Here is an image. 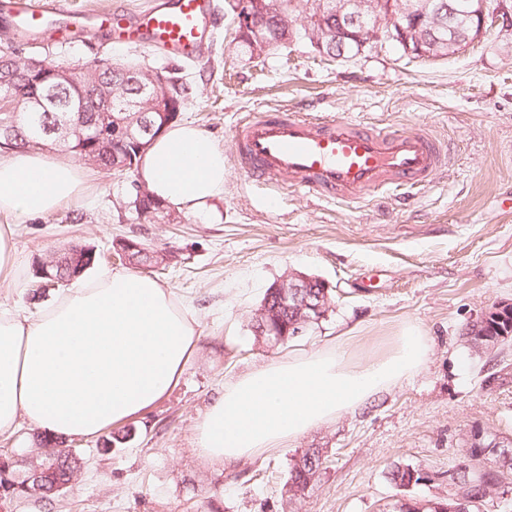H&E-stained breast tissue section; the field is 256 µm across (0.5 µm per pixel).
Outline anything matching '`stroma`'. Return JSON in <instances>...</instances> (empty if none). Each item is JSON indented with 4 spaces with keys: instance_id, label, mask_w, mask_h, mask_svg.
I'll return each mask as SVG.
<instances>
[{
    "instance_id": "stroma-1",
    "label": "stroma",
    "mask_w": 512,
    "mask_h": 512,
    "mask_svg": "<svg viewBox=\"0 0 512 512\" xmlns=\"http://www.w3.org/2000/svg\"><path fill=\"white\" fill-rule=\"evenodd\" d=\"M215 37L199 58L83 36L15 41L19 57L47 52L80 65L133 61L188 88L180 121L196 125L233 160L234 125L248 113L347 117L393 131L427 130L448 161L422 190L398 188L346 204L288 183L271 188L229 170L224 195L180 223L127 224L121 206L132 175L91 167L75 203L14 226L29 287L0 293L28 316L39 261L79 244L106 253L132 239L163 252L152 277L192 300L201 339L179 385L143 417L90 439L62 440L82 459L60 494L0 500V512H400L448 497V468L474 429L512 438V342L474 350L463 333L495 306H512V0H490L493 23L464 52L423 61L390 40L333 60L309 42L261 56L242 54L228 0H217ZM291 272L318 278L332 306L288 344L258 343L252 317L269 286ZM431 342L426 368L362 408L293 443L225 465L198 455L194 425L234 375L350 337L353 359L384 353L403 324ZM42 430L21 424L0 437L16 481L48 463ZM309 448L330 461L292 496L289 470ZM424 473L401 491L394 465Z\"/></svg>"
}]
</instances>
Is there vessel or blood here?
I'll return each mask as SVG.
<instances>
[{"instance_id": "b4317fda", "label": "vessel or blood", "mask_w": 512, "mask_h": 512, "mask_svg": "<svg viewBox=\"0 0 512 512\" xmlns=\"http://www.w3.org/2000/svg\"><path fill=\"white\" fill-rule=\"evenodd\" d=\"M0 15L21 40L104 34L194 58L212 41L216 4L156 0L134 13L121 8L77 13L63 0H0ZM233 136L241 174L267 184L285 178L299 191L347 203L393 188L426 185L446 159L424 130L391 132L345 117L256 112L235 125Z\"/></svg>"}]
</instances>
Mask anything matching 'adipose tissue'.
Masks as SVG:
<instances>
[{
	"label": "adipose tissue",
	"instance_id": "adipose-tissue-1",
	"mask_svg": "<svg viewBox=\"0 0 512 512\" xmlns=\"http://www.w3.org/2000/svg\"><path fill=\"white\" fill-rule=\"evenodd\" d=\"M156 198L195 210L224 194V150L193 125L169 124L138 171ZM85 171L36 151L0 159V288L24 287L12 222L76 201ZM191 305L148 275L97 269L76 277L35 317L0 303V435L28 423L91 437L152 409L179 384L198 348ZM430 343L404 325L383 355L353 360L347 337L231 378L194 427L205 458L233 464L283 447L365 405L428 363Z\"/></svg>",
	"mask_w": 512,
	"mask_h": 512
}]
</instances>
